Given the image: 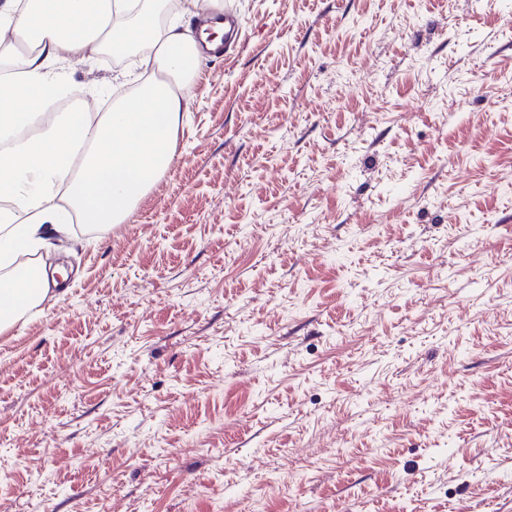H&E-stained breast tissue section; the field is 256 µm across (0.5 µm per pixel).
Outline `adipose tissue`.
Listing matches in <instances>:
<instances>
[{"label": "adipose tissue", "instance_id": "adipose-tissue-1", "mask_svg": "<svg viewBox=\"0 0 512 512\" xmlns=\"http://www.w3.org/2000/svg\"><path fill=\"white\" fill-rule=\"evenodd\" d=\"M147 0H0V33L11 32L14 57L0 79V136L21 124L36 136L0 151V268L16 252L50 247L67 225L119 224L170 165L186 78L202 50L177 23L156 28ZM148 49L141 66L161 72L133 95H119L99 120L75 106L44 120L45 103L64 69L104 50ZM68 178L64 198L52 190ZM50 293L47 279L0 278V334L27 321Z\"/></svg>", "mask_w": 512, "mask_h": 512}]
</instances>
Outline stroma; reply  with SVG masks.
I'll use <instances>...</instances> for the list:
<instances>
[{
  "label": "stroma",
  "mask_w": 512,
  "mask_h": 512,
  "mask_svg": "<svg viewBox=\"0 0 512 512\" xmlns=\"http://www.w3.org/2000/svg\"><path fill=\"white\" fill-rule=\"evenodd\" d=\"M220 5L169 168L0 334V512H512V0Z\"/></svg>",
  "instance_id": "35a3bbf8"
}]
</instances>
